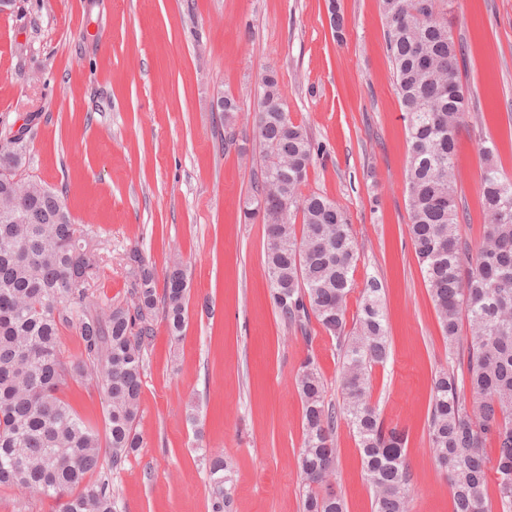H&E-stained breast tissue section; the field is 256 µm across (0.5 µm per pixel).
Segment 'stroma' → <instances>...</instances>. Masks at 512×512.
Masks as SVG:
<instances>
[{"mask_svg": "<svg viewBox=\"0 0 512 512\" xmlns=\"http://www.w3.org/2000/svg\"><path fill=\"white\" fill-rule=\"evenodd\" d=\"M333 4L346 21L340 38ZM448 24L469 96L456 155L460 231L475 243L487 222L481 140L512 176V0H453ZM385 31L379 0H14L0 12V135L24 130L26 176L62 191L102 243L109 264L94 299H129L133 249L156 288L176 256L190 281L182 335L153 321L143 445L112 472L117 512H211L215 454L231 467L230 512H303L295 377L305 359L327 404H342L335 338L317 321L301 329L279 315L265 225L243 215L261 182L253 113L270 70L290 118L321 150L303 193L341 204L356 234L348 315L368 281L383 289L389 355L372 369V401L407 433L411 512H451L428 434L431 380L448 368V348L407 231V131ZM226 94L240 106L231 124L216 108ZM64 397L104 429L107 403L93 383L70 381ZM333 488L346 512H372L343 422Z\"/></svg>", "mask_w": 512, "mask_h": 512, "instance_id": "obj_1", "label": "stroma"}]
</instances>
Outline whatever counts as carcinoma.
Wrapping results in <instances>:
<instances>
[{
    "label": "carcinoma",
    "instance_id": "carcinoma-1",
    "mask_svg": "<svg viewBox=\"0 0 512 512\" xmlns=\"http://www.w3.org/2000/svg\"><path fill=\"white\" fill-rule=\"evenodd\" d=\"M448 2L380 0L395 90L408 122L409 236L448 359L461 365L432 379L429 438L437 457L448 461L452 512H491V470L500 512H512V177L485 166L481 194L489 224L477 246L463 240L455 157L468 98ZM262 85L271 109L255 113L262 184L247 214L275 220L266 225L272 300L291 324L315 318L336 338L342 359L338 411L325 403L313 360L296 377L303 512H345L331 487L340 416L357 437L374 512H410L405 435L386 427L370 402V371L388 352L382 288L371 280L346 330L358 241L339 203L302 194L315 146L279 103L278 77ZM11 141L0 140V488L36 490L61 501L60 512H116L102 451L116 467L141 447L137 419L152 321L160 308L170 334L182 333L189 281L176 259L157 297L153 272L134 249L127 256L129 300L94 303L89 288L104 263L98 244L74 223L58 191L22 174L24 141L10 152ZM278 196L287 206L272 213L268 205ZM71 324L84 355L78 362L61 348V328ZM78 377L94 381L107 400L103 438L63 397ZM491 437L493 461L484 452ZM209 475L211 512H226L233 480L223 456L210 458Z\"/></svg>",
    "mask_w": 512,
    "mask_h": 512
}]
</instances>
